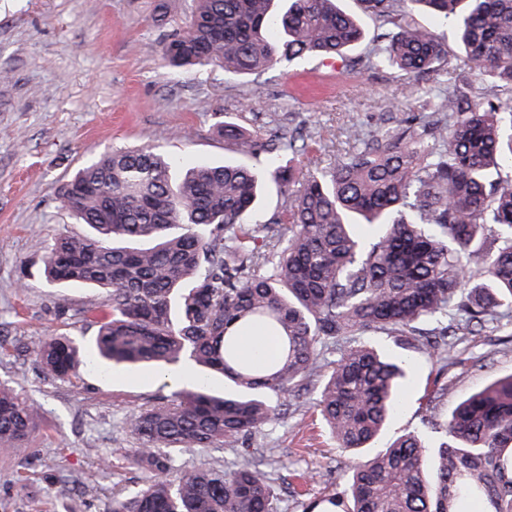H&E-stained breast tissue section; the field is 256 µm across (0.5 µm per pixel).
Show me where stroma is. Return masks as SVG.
Masks as SVG:
<instances>
[{
  "label": "stroma",
  "mask_w": 512,
  "mask_h": 512,
  "mask_svg": "<svg viewBox=\"0 0 512 512\" xmlns=\"http://www.w3.org/2000/svg\"><path fill=\"white\" fill-rule=\"evenodd\" d=\"M0 0V383L42 407L31 454L0 451V512H112V499L136 490L144 473L127 454L136 447L126 422L133 412L169 400L199 374L184 361L112 367L93 363L66 379L46 377L25 345L68 336L90 349L105 311L106 291L54 287L43 269L49 247L64 235L87 234L58 208L57 187L81 163L115 148L161 151L215 164L239 155L216 131L236 124L257 138L299 132L312 148L293 159L296 180L328 166L344 149L346 131L368 135L389 124L397 108L425 111L429 95L448 87L447 70L414 77L392 68L357 71L381 28L362 0H342L361 15L366 38L347 58L305 57L246 76L222 68H170L162 58L169 31L186 25L192 0ZM512 374V319L464 336L436 363L416 356L401 410L379 440L387 446L421 428L438 407L448 415L464 396ZM447 398H440V391ZM286 413L221 448H181L182 468H227L244 447L261 449L273 479L277 512H300L337 491L348 455L322 421L312 392L275 397Z\"/></svg>",
  "instance_id": "obj_1"
}]
</instances>
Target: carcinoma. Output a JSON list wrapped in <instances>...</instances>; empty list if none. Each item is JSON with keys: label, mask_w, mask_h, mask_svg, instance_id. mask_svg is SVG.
Listing matches in <instances>:
<instances>
[{"label": "carcinoma", "mask_w": 512, "mask_h": 512, "mask_svg": "<svg viewBox=\"0 0 512 512\" xmlns=\"http://www.w3.org/2000/svg\"><path fill=\"white\" fill-rule=\"evenodd\" d=\"M390 29L361 66L413 76L438 70L447 40L419 28L427 12L451 27L460 80L430 100V114L397 120L372 139L354 125L352 147L310 172L302 189L280 134L262 141L224 122V141L264 154L263 169L199 164L172 182L175 158L153 147L115 149L59 187L61 209L88 225L46 256L48 281L109 292L92 314L98 359L167 366L189 358L232 386L201 379L163 405L130 416L131 460L147 475L112 512H275L271 475L249 453L232 468L197 467L169 478L175 448H222L272 422L271 393L317 381L316 405L339 447L358 452L346 484L303 512H512V375L461 400L434 446L408 432L374 447L402 403L408 358L356 342L384 333L427 358L450 337L512 312V0H362ZM193 26L167 36L174 68L248 75L305 56L341 57L366 37L335 0H195ZM511 93L508 98L503 92ZM274 183L285 217L253 224ZM262 328L276 353L254 359L241 338ZM343 346L324 378L321 349ZM42 373L81 365L69 337L25 348ZM41 407L0 384V449L28 454Z\"/></svg>", "instance_id": "cac0c4a2"}]
</instances>
